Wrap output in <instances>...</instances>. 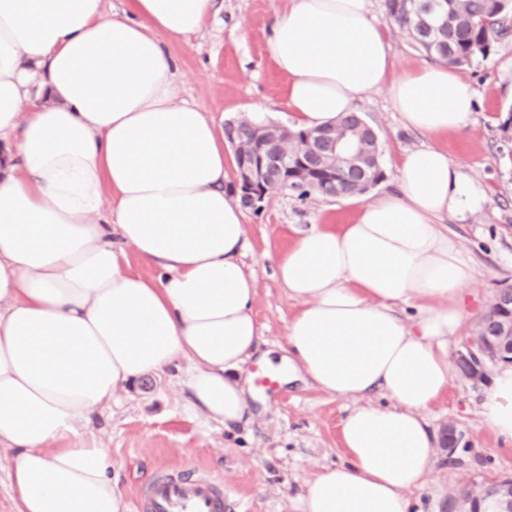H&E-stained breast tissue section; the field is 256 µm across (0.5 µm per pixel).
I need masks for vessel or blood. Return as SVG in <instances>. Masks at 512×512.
<instances>
[{"instance_id":"1","label":"vessel or blood","mask_w":512,"mask_h":512,"mask_svg":"<svg viewBox=\"0 0 512 512\" xmlns=\"http://www.w3.org/2000/svg\"><path fill=\"white\" fill-rule=\"evenodd\" d=\"M141 512H224V481L196 468L158 475L139 492Z\"/></svg>"}]
</instances>
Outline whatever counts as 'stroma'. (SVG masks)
Returning <instances> with one entry per match:
<instances>
[{"instance_id": "obj_1", "label": "stroma", "mask_w": 512, "mask_h": 512, "mask_svg": "<svg viewBox=\"0 0 512 512\" xmlns=\"http://www.w3.org/2000/svg\"><path fill=\"white\" fill-rule=\"evenodd\" d=\"M278 0H216V11L200 33L171 44L182 98L219 123L254 114L291 124L285 79L266 55ZM371 14L385 28L393 72L427 63L408 32L386 16L384 0ZM458 75L472 87L473 112L466 126L442 140L450 161L486 188L485 209L467 219L442 217L477 270L468 289L464 332H471L495 294L512 288V33L497 37L489 57ZM355 109L378 135L385 178L367 193L335 199L266 197L259 210H245L247 254L257 280L254 315L261 350L284 342L294 303L274 275V260L297 232L315 224L348 223L365 204L395 192L401 154L430 145L429 137L406 129L385 90L365 94ZM181 372L148 375L117 392L110 405L83 425L107 448L112 478L124 494L125 512L156 471L191 466L224 480L226 512H292L291 502L316 472L342 463L341 425L350 401L296 381L285 386L255 383L257 399L249 424L224 427L196 409ZM488 383L453 376L447 393L427 414L431 429L455 425L457 448L438 449L433 473L410 495L413 512H448L449 498L469 481L488 483L512 474V445L482 421Z\"/></svg>"}]
</instances>
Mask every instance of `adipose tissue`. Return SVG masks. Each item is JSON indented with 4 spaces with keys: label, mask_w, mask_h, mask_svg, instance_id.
Returning <instances> with one entry per match:
<instances>
[{
    "label": "adipose tissue",
    "mask_w": 512,
    "mask_h": 512,
    "mask_svg": "<svg viewBox=\"0 0 512 512\" xmlns=\"http://www.w3.org/2000/svg\"><path fill=\"white\" fill-rule=\"evenodd\" d=\"M215 0H0V446L17 512H124L107 449L80 420L127 384L190 364L185 385L224 425L253 417L259 351L244 215L229 192L224 131L182 100L171 43ZM371 0H284L266 53L296 127L332 125L386 89L403 125L459 132L473 91L448 67L391 75ZM49 104L27 108L32 88ZM400 192L352 223L313 225L275 260L295 306L291 380L356 401L346 463L318 471L295 512H410L435 465L425 418L447 392L450 344L475 279L440 219L481 212L484 187L436 146L401 155ZM155 266L128 268L127 250ZM383 392L389 406L365 404ZM482 421L512 444V367Z\"/></svg>",
    "instance_id": "obj_1"
}]
</instances>
